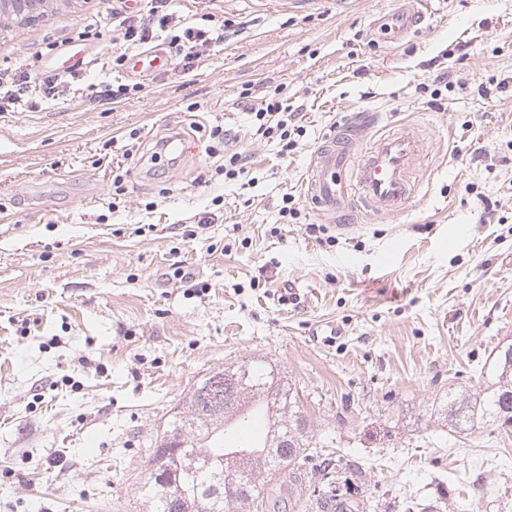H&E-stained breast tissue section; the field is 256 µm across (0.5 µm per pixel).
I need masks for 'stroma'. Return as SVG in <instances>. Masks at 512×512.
<instances>
[{
	"label": "stroma",
	"instance_id": "obj_1",
	"mask_svg": "<svg viewBox=\"0 0 512 512\" xmlns=\"http://www.w3.org/2000/svg\"><path fill=\"white\" fill-rule=\"evenodd\" d=\"M175 5L243 28L193 73L151 74L143 93L102 104L100 83L128 80L103 27L83 47L96 63L76 92L0 112V512H141L137 487L172 409L208 369L254 356L334 443L348 498L377 512L413 500L512 512V425L464 437L421 420L448 392L476 388L512 342V87L479 91L512 78V0H432L397 46L370 24L400 0ZM104 10L55 0L34 26L0 31V70L60 67L48 46ZM443 73L437 109L419 86ZM248 87L300 107L288 157L251 139ZM359 112L378 113L380 133L420 131L421 191L400 213L328 225V246L307 231L323 222L304 198L307 169ZM216 124L245 152L251 186L216 173ZM175 131L177 162L151 160ZM286 194L298 223L280 220ZM286 285L302 288L298 304L275 302Z\"/></svg>",
	"mask_w": 512,
	"mask_h": 512
}]
</instances>
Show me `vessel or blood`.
Listing matches in <instances>:
<instances>
[{
    "instance_id": "obj_1",
    "label": "vessel or blood",
    "mask_w": 512,
    "mask_h": 512,
    "mask_svg": "<svg viewBox=\"0 0 512 512\" xmlns=\"http://www.w3.org/2000/svg\"><path fill=\"white\" fill-rule=\"evenodd\" d=\"M409 8L387 16L383 31L392 40L408 36L425 17L429 0H409ZM164 51L132 57L127 71L136 75L166 67ZM376 115L356 120L328 136L312 156L307 193L328 223L336 224L366 209L376 214L402 211L415 197L425 143L414 128L375 135Z\"/></svg>"
}]
</instances>
